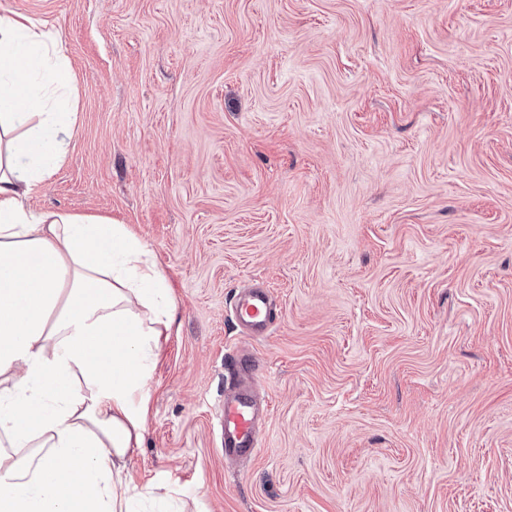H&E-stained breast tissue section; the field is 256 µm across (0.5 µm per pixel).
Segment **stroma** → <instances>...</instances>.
Listing matches in <instances>:
<instances>
[{
    "label": "stroma",
    "instance_id": "35a3bbf8",
    "mask_svg": "<svg viewBox=\"0 0 512 512\" xmlns=\"http://www.w3.org/2000/svg\"><path fill=\"white\" fill-rule=\"evenodd\" d=\"M76 74L34 210L153 252L143 492L180 512H512V0H0ZM277 318L242 335L236 293ZM249 351L255 457L219 430Z\"/></svg>",
    "mask_w": 512,
    "mask_h": 512
}]
</instances>
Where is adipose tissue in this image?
<instances>
[{
	"mask_svg": "<svg viewBox=\"0 0 512 512\" xmlns=\"http://www.w3.org/2000/svg\"><path fill=\"white\" fill-rule=\"evenodd\" d=\"M57 43L0 15V512H136L127 472L172 290L127 225L28 200L66 159Z\"/></svg>",
	"mask_w": 512,
	"mask_h": 512,
	"instance_id": "1",
	"label": "adipose tissue"
}]
</instances>
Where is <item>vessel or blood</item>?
Listing matches in <instances>:
<instances>
[{
  "label": "vessel or blood",
  "instance_id": "obj_1",
  "mask_svg": "<svg viewBox=\"0 0 512 512\" xmlns=\"http://www.w3.org/2000/svg\"><path fill=\"white\" fill-rule=\"evenodd\" d=\"M233 319L247 332L265 333L274 321L268 292L262 288H249L238 293L233 302ZM260 420L257 400L248 387L242 386L225 394L220 421L225 458L248 459L257 453Z\"/></svg>",
  "mask_w": 512,
  "mask_h": 512
}]
</instances>
